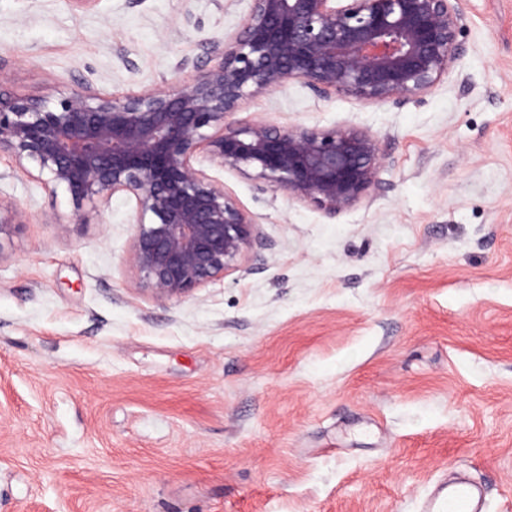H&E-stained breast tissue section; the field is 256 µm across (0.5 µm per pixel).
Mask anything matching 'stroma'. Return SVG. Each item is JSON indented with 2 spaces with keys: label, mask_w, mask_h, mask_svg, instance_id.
Listing matches in <instances>:
<instances>
[{
  "label": "stroma",
  "mask_w": 512,
  "mask_h": 512,
  "mask_svg": "<svg viewBox=\"0 0 512 512\" xmlns=\"http://www.w3.org/2000/svg\"><path fill=\"white\" fill-rule=\"evenodd\" d=\"M252 0H0V93L103 97L193 81ZM460 56L422 98L362 104L300 80L244 121L378 141L329 216L195 166L259 235L238 269L156 298L134 199L88 202L0 153V512H419L465 473L512 512V0H461ZM191 25H184V15Z\"/></svg>",
  "instance_id": "35a3bbf8"
}]
</instances>
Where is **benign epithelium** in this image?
Segmentation results:
<instances>
[{
  "label": "benign epithelium",
  "instance_id": "1",
  "mask_svg": "<svg viewBox=\"0 0 512 512\" xmlns=\"http://www.w3.org/2000/svg\"><path fill=\"white\" fill-rule=\"evenodd\" d=\"M459 0H252L241 31L215 41L219 63L185 84L103 98L91 85L54 99L0 94V150L85 203L132 196L131 259L157 297L182 296L232 271L256 222L192 160L263 181L330 215L355 206L379 159L376 138L232 119L243 101L302 80L360 103L400 104L431 90L460 54ZM20 217L0 199V233Z\"/></svg>",
  "mask_w": 512,
  "mask_h": 512
}]
</instances>
